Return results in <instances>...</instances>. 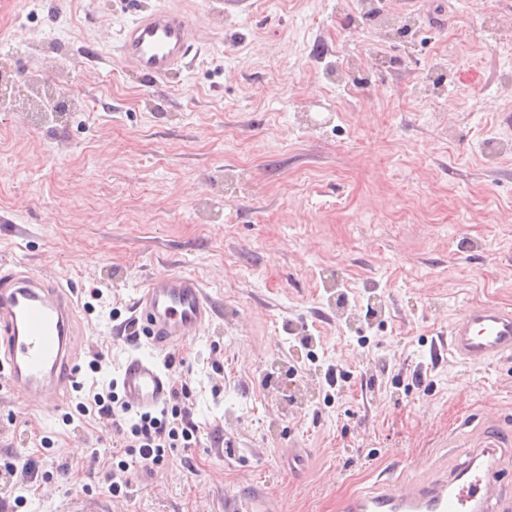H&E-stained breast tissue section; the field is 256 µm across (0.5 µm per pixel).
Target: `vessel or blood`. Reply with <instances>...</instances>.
<instances>
[{"instance_id": "vessel-or-blood-1", "label": "vessel or blood", "mask_w": 512, "mask_h": 512, "mask_svg": "<svg viewBox=\"0 0 512 512\" xmlns=\"http://www.w3.org/2000/svg\"><path fill=\"white\" fill-rule=\"evenodd\" d=\"M196 25L184 13L157 8L136 13L119 33L122 63L144 76L164 78L185 66ZM215 315L195 278L170 274L152 279L135 307L139 332L163 349L198 336ZM76 302L71 290L32 271L0 273V382L18 398L45 407L76 382ZM448 352L483 365L512 357V307L483 303L464 308L448 328ZM127 410L161 407L171 378L150 357L129 356L120 374ZM512 446V434L494 427L471 444L463 469L417 486L385 479L377 488L342 499L340 512H512V492L498 476L495 457Z\"/></svg>"}]
</instances>
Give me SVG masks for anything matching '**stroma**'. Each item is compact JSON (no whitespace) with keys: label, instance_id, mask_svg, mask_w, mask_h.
<instances>
[{"label":"stroma","instance_id":"stroma-1","mask_svg":"<svg viewBox=\"0 0 512 512\" xmlns=\"http://www.w3.org/2000/svg\"><path fill=\"white\" fill-rule=\"evenodd\" d=\"M397 34L354 0H0V271L22 263L76 293L83 396L132 352L174 359L199 441L135 468L109 496L123 439L73 399L0 390V512L77 493L112 512H336L378 481L466 461L482 419L512 426V359L438 353L466 305L512 307V0H385ZM188 13L194 56L129 71L119 29ZM75 89L71 111L33 91ZM186 274L218 312L151 351L123 331L152 278ZM100 372H91L93 353ZM349 373L341 390L327 366ZM428 366L425 388L411 377ZM23 506H16V499Z\"/></svg>","mask_w":512,"mask_h":512}]
</instances>
